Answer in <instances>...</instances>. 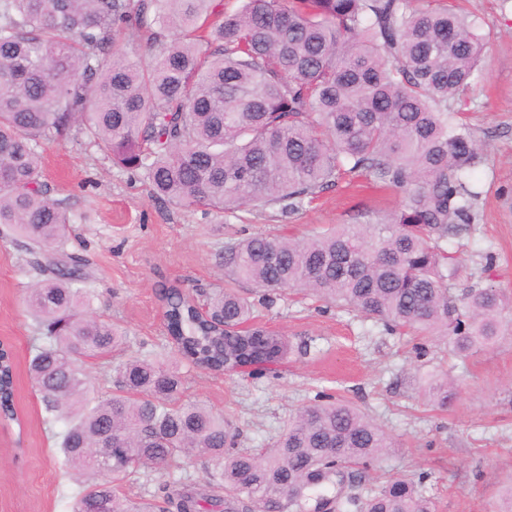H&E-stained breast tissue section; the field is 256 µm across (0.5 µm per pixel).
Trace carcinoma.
Segmentation results:
<instances>
[{
    "instance_id": "1",
    "label": "carcinoma",
    "mask_w": 512,
    "mask_h": 512,
    "mask_svg": "<svg viewBox=\"0 0 512 512\" xmlns=\"http://www.w3.org/2000/svg\"><path fill=\"white\" fill-rule=\"evenodd\" d=\"M147 40L142 64L112 50ZM487 36L448 0H0V226L25 240L38 279L25 302L40 343L29 371L65 463L92 476L73 512H437L425 476L366 474L397 448L329 394L288 419L270 447L238 448L233 421L180 401L177 366L151 356L113 366L118 391L90 405L80 360H108L121 330L90 313L83 260L57 257L70 217L41 182L42 146L76 129L112 163L140 171L184 209L243 205L294 214L346 176L402 198L385 217L295 240L257 232L219 254L225 286L200 301L162 284L168 341L214 373L272 372L288 340L255 319L298 289L390 333L440 336L466 361L494 347L512 308L493 285L456 295L463 265L448 242L475 231L470 173L489 162L459 116ZM437 374L425 401L446 408ZM19 422L12 362L0 347V422ZM205 454L201 484L168 480L150 500L117 483Z\"/></svg>"
}]
</instances>
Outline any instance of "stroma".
<instances>
[{
    "instance_id": "1",
    "label": "stroma",
    "mask_w": 512,
    "mask_h": 512,
    "mask_svg": "<svg viewBox=\"0 0 512 512\" xmlns=\"http://www.w3.org/2000/svg\"><path fill=\"white\" fill-rule=\"evenodd\" d=\"M479 18L491 40L482 77L464 100V117L490 149L486 166L472 171L479 221L472 235L449 244L468 275L459 289L495 285L512 295V8L500 0H458ZM41 180L72 218L66 254L86 259L93 311L127 334L122 361L150 351L170 354L160 284L189 292L223 287L217 253L234 231L302 238L336 224H362L394 209L399 196L367 188H332L302 211L244 208L236 215H204L155 197L139 172L113 165L83 134L43 147ZM493 252L491 271L483 256ZM31 256L22 240L0 237V340L15 356V406L21 426L0 425V512H71L79 489L49 430L44 405L29 372L37 341L23 296ZM259 320L286 336L291 350L263 377L212 374L181 363L183 396L229 413L241 445L263 448L290 412L317 392L368 413L398 442L385 464L395 474L426 477L439 512H494L512 482V336L456 366L446 343L390 334L372 321L290 293ZM451 371L457 396L446 410L423 400L419 376ZM200 457L170 469L124 479L132 497L156 491L167 478L202 480Z\"/></svg>"
}]
</instances>
